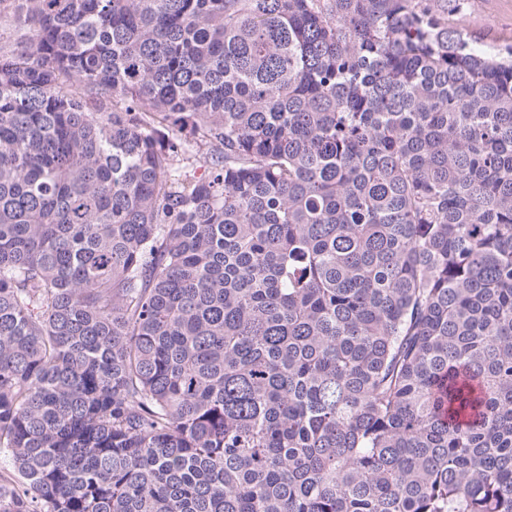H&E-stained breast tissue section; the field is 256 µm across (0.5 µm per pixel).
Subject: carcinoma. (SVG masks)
<instances>
[{
	"mask_svg": "<svg viewBox=\"0 0 512 512\" xmlns=\"http://www.w3.org/2000/svg\"><path fill=\"white\" fill-rule=\"evenodd\" d=\"M0 512H512V49L460 0H13Z\"/></svg>",
	"mask_w": 512,
	"mask_h": 512,
	"instance_id": "obj_1",
	"label": "carcinoma"
}]
</instances>
